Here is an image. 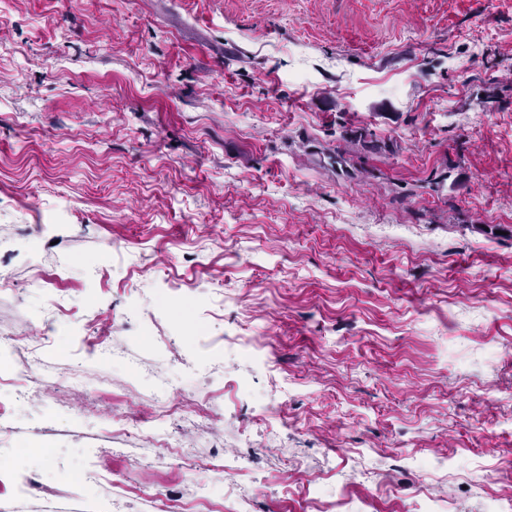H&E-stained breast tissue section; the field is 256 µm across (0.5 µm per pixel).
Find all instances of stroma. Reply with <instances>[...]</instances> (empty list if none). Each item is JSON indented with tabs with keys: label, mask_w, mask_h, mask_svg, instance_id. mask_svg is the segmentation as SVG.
<instances>
[{
	"label": "stroma",
	"mask_w": 512,
	"mask_h": 512,
	"mask_svg": "<svg viewBox=\"0 0 512 512\" xmlns=\"http://www.w3.org/2000/svg\"><path fill=\"white\" fill-rule=\"evenodd\" d=\"M6 333L0 512L512 494V0H0Z\"/></svg>",
	"instance_id": "1"
}]
</instances>
